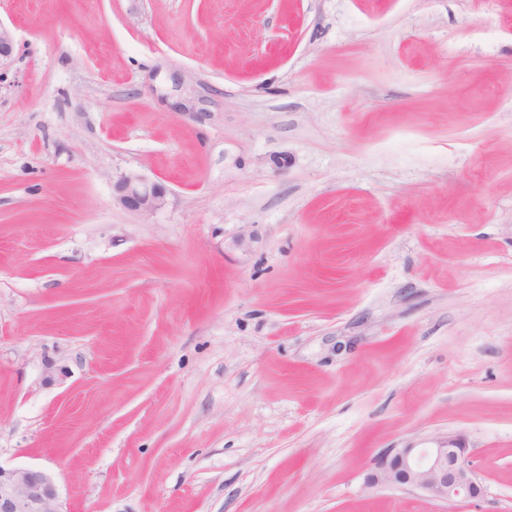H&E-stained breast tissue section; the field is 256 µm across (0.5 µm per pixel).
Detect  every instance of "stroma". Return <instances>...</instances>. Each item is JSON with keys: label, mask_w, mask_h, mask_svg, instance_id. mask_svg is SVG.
<instances>
[{"label": "stroma", "mask_w": 512, "mask_h": 512, "mask_svg": "<svg viewBox=\"0 0 512 512\" xmlns=\"http://www.w3.org/2000/svg\"><path fill=\"white\" fill-rule=\"evenodd\" d=\"M0 25V463L65 512H512V0ZM448 432L481 498L366 485ZM167 190L159 183H150L140 175L129 173L113 186L112 198L119 206L132 212L146 215L166 204Z\"/></svg>", "instance_id": "stroma-1"}]
</instances>
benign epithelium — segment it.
<instances>
[{"instance_id": "7a95c632", "label": "benign epithelium", "mask_w": 512, "mask_h": 512, "mask_svg": "<svg viewBox=\"0 0 512 512\" xmlns=\"http://www.w3.org/2000/svg\"><path fill=\"white\" fill-rule=\"evenodd\" d=\"M167 190L129 173L113 186L119 206L146 215L166 204ZM369 486L411 488L431 500L452 504L483 495V485L470 464L469 447L459 433L437 436L431 447L414 443L390 448L375 459L366 477ZM0 512H65L56 483L36 467L0 464Z\"/></svg>"}]
</instances>
